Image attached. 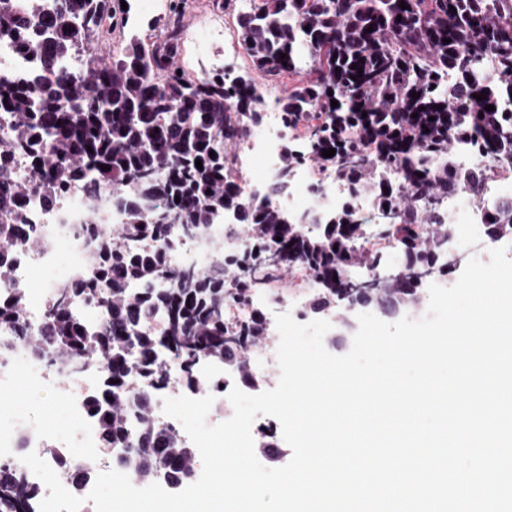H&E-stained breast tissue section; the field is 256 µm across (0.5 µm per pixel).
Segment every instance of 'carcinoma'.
<instances>
[{
    "mask_svg": "<svg viewBox=\"0 0 512 512\" xmlns=\"http://www.w3.org/2000/svg\"><path fill=\"white\" fill-rule=\"evenodd\" d=\"M182 18L174 11L153 43L133 39L106 62L94 44L104 40L102 23L115 19L110 0H55L50 11L44 0H0V41L39 61L31 81L0 82V112L12 120L10 134L0 136V172L20 151L34 163L29 182L0 177V277L11 249L38 245L26 196L34 191L49 204L89 172L98 178L94 186L118 194L126 213L123 237L154 244L140 252L104 249L100 266L60 292L36 342L39 355L61 370L103 361L91 412L102 440L123 446L144 482L166 471L184 478L195 461L173 428L154 423L152 400L139 399L136 434L125 412H114L131 394L132 372L163 388L166 370L157 357L166 352L186 383L198 385L200 360L231 358L250 338L268 333L259 312L226 326V302L246 300L255 284L293 266L310 270L321 290L316 314L335 311L338 299L377 305L385 293L401 310L416 307L427 278L450 274L460 261L447 254L450 228L437 203L473 195L501 160H512V0H249L235 35L253 70L273 83L295 80L279 107L305 141L303 150L286 152L272 193L299 164L330 168L352 195L373 198L381 230L405 257L396 272L368 279L374 287L361 294L351 271L378 264L360 247L367 224L354 207L323 215L307 232L303 219L256 202L244 179L228 175L258 119L254 81L224 72L177 74ZM74 54L84 55L82 70L61 72L60 62ZM450 72L458 81L452 93ZM483 92V100L474 98ZM457 139L475 148L488 169L460 171L452 163ZM331 148L335 155L322 156ZM382 165L399 170L398 184L380 178ZM228 217L259 225V234L206 271L171 270V225L190 238ZM487 230L493 240L512 237V204L491 214ZM103 279L112 282V296L101 298L107 334L70 311L74 295L100 298ZM161 281L168 287H156ZM157 313L165 323L154 331ZM0 329L27 339L20 296L0 301ZM37 496L20 472L0 466V512H31Z\"/></svg>",
    "mask_w": 512,
    "mask_h": 512,
    "instance_id": "cac0c4a2",
    "label": "carcinoma"
}]
</instances>
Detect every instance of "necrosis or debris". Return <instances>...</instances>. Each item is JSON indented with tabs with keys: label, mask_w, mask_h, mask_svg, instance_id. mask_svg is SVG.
<instances>
[{
	"label": "necrosis or debris",
	"mask_w": 512,
	"mask_h": 512,
	"mask_svg": "<svg viewBox=\"0 0 512 512\" xmlns=\"http://www.w3.org/2000/svg\"><path fill=\"white\" fill-rule=\"evenodd\" d=\"M259 119L250 126L244 150L234 160L235 172L247 175L248 186L257 201H265L270 186L276 181L285 150L294 138L281 118L275 97L262 85H255ZM261 164L260 176H252L254 164ZM349 195L337 182L334 171L313 172L297 167L286 190L277 197V204L288 213L319 215L345 201ZM512 201V163H504L500 171L483 181L478 197L449 196L438 206L439 214L455 234L456 250L486 262L497 248L505 249L512 259V238L486 240L485 212ZM32 234L40 246L16 252L8 273L0 279V297L11 299L21 294L24 316L30 335H40L47 323V314L60 288L70 285L92 269V259L102 243L124 223L123 213L115 207L111 191L101 192L95 206H87L83 186H74L58 197L52 207H44L39 197L29 196L26 202ZM234 227L230 224L210 225L191 238L176 237L170 254L172 269L192 266L203 269L220 257L219 247L233 244ZM315 279L306 269H298L296 281L289 291L278 287L249 299L247 305L228 303L224 319L228 324L241 321L249 311L263 307L269 314L268 326H275L276 314L288 312L300 323L306 322V307L301 299L313 288ZM168 378L161 393L173 398L214 396L207 415L208 424L229 419L233 407L228 394L239 385L234 364L199 361L195 375L198 387L186 386L176 363H168ZM101 365L89 360L77 370L60 371L22 342L0 336V391L13 387L18 378H25L36 388L49 389L55 401L66 412L65 423L57 429L44 426L45 415L40 406L24 408L0 418V465L21 472L27 481L43 487L47 471L57 468L59 457H66L70 466L83 465L86 454H94L96 472L116 469L123 450L103 443L97 424L87 404L89 395L100 385ZM90 487L76 488L73 480L59 483L52 498L38 496L33 512H42L45 502H52L56 512H95L89 499Z\"/></svg>",
	"instance_id": "1"
}]
</instances>
